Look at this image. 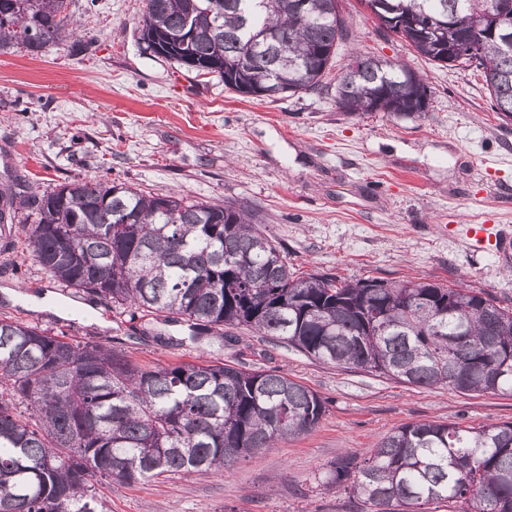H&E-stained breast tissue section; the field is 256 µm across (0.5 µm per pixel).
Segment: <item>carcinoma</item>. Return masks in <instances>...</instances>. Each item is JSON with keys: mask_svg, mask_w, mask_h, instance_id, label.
Listing matches in <instances>:
<instances>
[{"mask_svg": "<svg viewBox=\"0 0 512 512\" xmlns=\"http://www.w3.org/2000/svg\"><path fill=\"white\" fill-rule=\"evenodd\" d=\"M409 51L448 66V43L424 33L454 13L489 22L494 0H367ZM67 0H0V52L39 56L76 25ZM349 31L339 0H145L140 41L244 96L330 88ZM475 56L497 112L512 119V52L475 30ZM429 88L405 63L356 54L341 68L346 113L420 117ZM233 203L74 180L33 200L19 224L34 262L62 290L112 303L133 322L181 327L163 344L202 345L246 329L346 369L464 395H512V310L488 294L434 282L298 276ZM26 406L34 423L14 413ZM316 392L279 374L228 365L146 367L100 342L68 341L0 319V512H107L93 480L122 484L217 474L312 431ZM323 485L345 486L367 512H426L434 503L512 512V422H415L364 457L345 454Z\"/></svg>", "mask_w": 512, "mask_h": 512, "instance_id": "cac0c4a2", "label": "carcinoma"}]
</instances>
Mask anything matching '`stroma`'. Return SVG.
I'll return each instance as SVG.
<instances>
[{
	"label": "stroma",
	"instance_id": "stroma-1",
	"mask_svg": "<svg viewBox=\"0 0 512 512\" xmlns=\"http://www.w3.org/2000/svg\"><path fill=\"white\" fill-rule=\"evenodd\" d=\"M143 6L70 0L81 49L66 42L34 58L18 48L0 54V185L15 200L105 175L146 192L233 202L260 213L294 271L452 283L512 309V241L475 247L467 236L472 224L512 227V120L494 111L480 71L410 55L361 0H340L349 37L328 82L354 50L403 60L429 87L426 114L350 115L324 91L246 97L217 75L143 52ZM7 287L19 298H7ZM49 292L65 303L21 247L0 252V318L107 342L147 366L204 359L280 371L327 401L315 430L222 474L98 480L111 512H360L343 488L322 483L338 456L363 454L412 422H512V396L413 387L246 330L230 344L167 346L133 332L101 300L94 320L33 310L31 298Z\"/></svg>",
	"mask_w": 512,
	"mask_h": 512
}]
</instances>
